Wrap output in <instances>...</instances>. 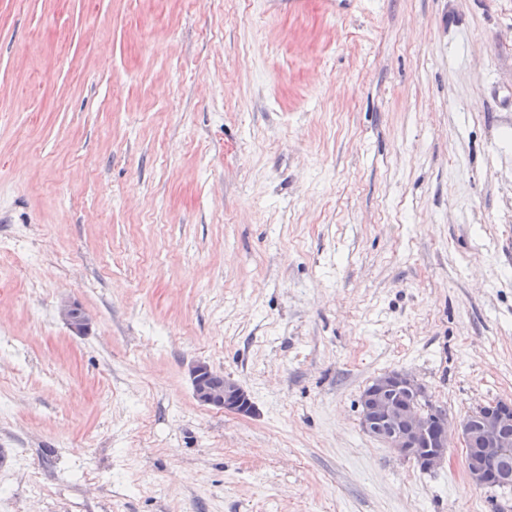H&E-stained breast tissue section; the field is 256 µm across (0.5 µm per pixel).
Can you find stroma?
<instances>
[{
  "mask_svg": "<svg viewBox=\"0 0 512 512\" xmlns=\"http://www.w3.org/2000/svg\"><path fill=\"white\" fill-rule=\"evenodd\" d=\"M0 243V512H512L359 406L512 401V0H0ZM59 318L76 335H84L89 329L90 317L77 303L63 300L58 306ZM194 399L203 406L247 415L251 401L243 387L230 377L213 372L203 363H197L189 371Z\"/></svg>",
  "mask_w": 512,
  "mask_h": 512,
  "instance_id": "stroma-1",
  "label": "stroma"
}]
</instances>
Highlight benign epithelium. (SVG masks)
I'll list each match as a JSON object with an SVG mask.
<instances>
[{
	"instance_id": "obj_1",
	"label": "benign epithelium",
	"mask_w": 512,
	"mask_h": 512,
	"mask_svg": "<svg viewBox=\"0 0 512 512\" xmlns=\"http://www.w3.org/2000/svg\"><path fill=\"white\" fill-rule=\"evenodd\" d=\"M59 318L77 335L87 332L90 317L77 303L63 300L58 306ZM194 399L203 406L247 415L251 401L243 387L230 377L213 372L203 363L189 371ZM398 391L410 393L413 400H428L427 389L410 374L389 371L374 378L369 391L360 398L362 430L382 441L406 458L416 460L426 469L440 465L451 447L449 429H454L465 447L466 469L471 482L479 486L507 485L506 477L491 468V464L512 453V403L499 401L481 406L471 419L451 422L448 413L433 406L429 414L417 411L412 404L394 398ZM478 433L482 447L471 448L469 441Z\"/></svg>"
}]
</instances>
